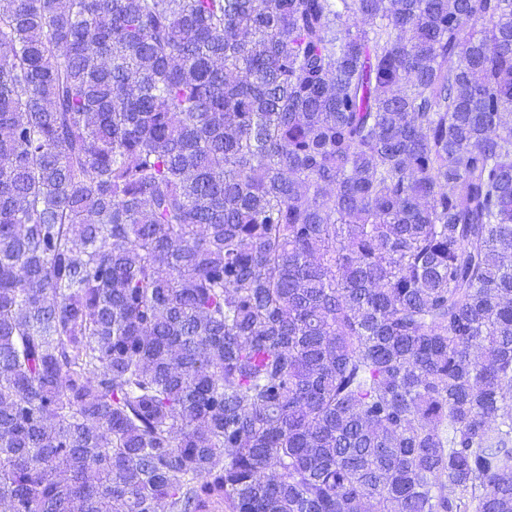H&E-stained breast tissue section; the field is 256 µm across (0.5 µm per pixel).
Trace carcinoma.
I'll list each match as a JSON object with an SVG mask.
<instances>
[{"label":"carcinoma","instance_id":"cac0c4a2","mask_svg":"<svg viewBox=\"0 0 512 512\" xmlns=\"http://www.w3.org/2000/svg\"><path fill=\"white\" fill-rule=\"evenodd\" d=\"M512 512V0H0L3 512Z\"/></svg>","mask_w":512,"mask_h":512}]
</instances>
